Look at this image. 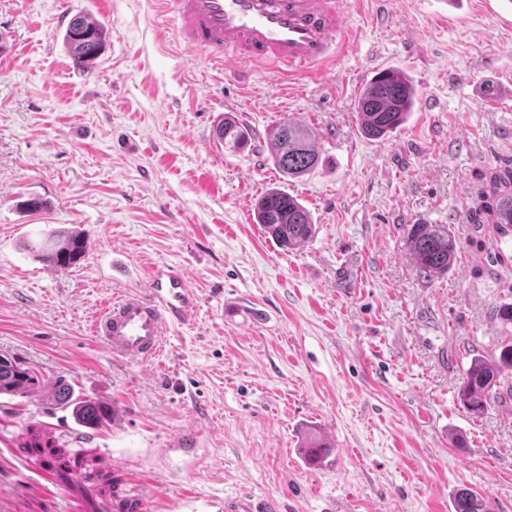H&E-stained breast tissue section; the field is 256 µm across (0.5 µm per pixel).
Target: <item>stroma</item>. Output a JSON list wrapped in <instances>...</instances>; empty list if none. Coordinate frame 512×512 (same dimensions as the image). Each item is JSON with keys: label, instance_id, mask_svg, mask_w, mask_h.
<instances>
[{"label": "stroma", "instance_id": "obj_1", "mask_svg": "<svg viewBox=\"0 0 512 512\" xmlns=\"http://www.w3.org/2000/svg\"><path fill=\"white\" fill-rule=\"evenodd\" d=\"M344 8L348 54L292 85L182 51L151 0H0V354L112 406L89 432L45 396L0 395V512H454L464 488L512 512V399L480 416L458 399L502 334L493 306L512 302V238L469 222L483 179L512 165V0ZM64 9L104 29L91 70L66 51ZM385 69L417 103L371 140L357 101ZM227 99L254 134L318 128V167L289 182L270 150L206 148ZM272 187L311 213L298 248L254 220ZM31 198L45 209L23 211ZM418 222L456 238L440 278L408 250ZM64 229L96 246L46 276L26 244ZM156 264L199 301L137 364L90 325ZM312 433L334 446L316 468Z\"/></svg>", "mask_w": 512, "mask_h": 512}]
</instances>
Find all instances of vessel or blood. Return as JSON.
Returning a JSON list of instances; mask_svg holds the SVG:
<instances>
[{
  "instance_id": "obj_1",
  "label": "vessel or blood",
  "mask_w": 512,
  "mask_h": 512,
  "mask_svg": "<svg viewBox=\"0 0 512 512\" xmlns=\"http://www.w3.org/2000/svg\"><path fill=\"white\" fill-rule=\"evenodd\" d=\"M181 48L198 51L237 80L263 64L292 76L336 61L345 48L342 0H155ZM197 307L187 275L157 267L145 293L106 305L92 334L111 353L136 363L157 358L169 322H184Z\"/></svg>"
}]
</instances>
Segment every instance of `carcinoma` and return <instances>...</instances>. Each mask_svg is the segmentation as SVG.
<instances>
[{
    "label": "carcinoma",
    "instance_id": "1",
    "mask_svg": "<svg viewBox=\"0 0 512 512\" xmlns=\"http://www.w3.org/2000/svg\"><path fill=\"white\" fill-rule=\"evenodd\" d=\"M64 41L68 53L81 68L96 60L104 46L102 27L81 14L69 22ZM416 90L410 81L394 70L377 73L359 95L357 115L362 132L372 139H383L401 127L415 105ZM216 134L229 151L248 145L250 132L232 114H227L216 127ZM271 156L275 168L286 180L299 179L313 171L320 155L311 141L308 129L291 120L283 121L272 131ZM256 223L280 247L293 249L313 238L315 227L308 209L298 198L280 188L266 191L255 204ZM470 223L490 224L497 236L512 234V169L491 172L470 209ZM407 245L417 269L427 278H440L448 273L457 254V242L445 224H412L408 228ZM30 250L41 260L60 271L70 269L83 254L80 236L72 232L49 235L39 247ZM512 377V336L497 340L495 354L471 359L458 398L472 415H482L495 401L512 396V388L503 389ZM52 386L57 404L72 408L74 419L82 426L98 428L107 419L100 405L74 397L72 386L62 380L51 384L43 381L22 361L0 355V395L30 396ZM455 512H488L482 496L469 490L459 491L454 500Z\"/></svg>",
    "mask_w": 512,
    "mask_h": 512
}]
</instances>
